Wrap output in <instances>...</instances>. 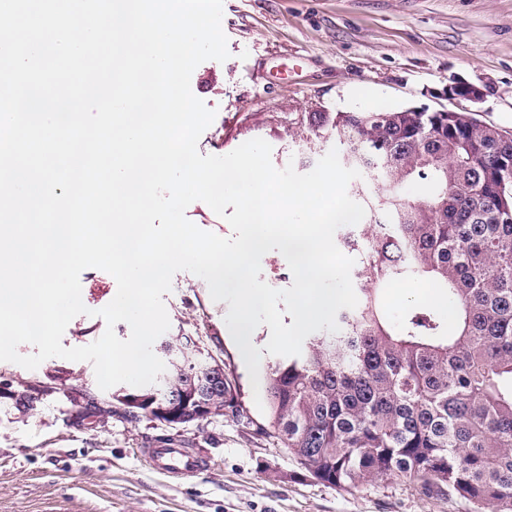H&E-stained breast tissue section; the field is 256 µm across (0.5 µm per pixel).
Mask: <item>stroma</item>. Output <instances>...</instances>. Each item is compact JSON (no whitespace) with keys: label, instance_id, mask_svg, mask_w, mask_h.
Returning a JSON list of instances; mask_svg holds the SVG:
<instances>
[{"label":"stroma","instance_id":"35a3bbf8","mask_svg":"<svg viewBox=\"0 0 512 512\" xmlns=\"http://www.w3.org/2000/svg\"><path fill=\"white\" fill-rule=\"evenodd\" d=\"M222 29L230 53L193 72L194 95L215 110L200 137L201 154L215 141L232 151L254 138L296 159L300 140H287L293 114L372 112L425 107L456 109L454 82L483 92L479 120L512 131V0H223ZM87 308L63 335L81 347L105 331L97 317L117 284L90 268L81 277ZM169 336L198 338L221 362L238 394L243 419L231 414L169 426L129 421L113 412L106 422L72 423L82 394H99L86 361L50 358L34 370L0 361V512H477L467 501L422 494L395 478L351 487L315 479L265 431L243 358L225 324L228 302L213 301L207 283L181 271L164 294ZM392 326L430 308L453 329L456 307L444 291L406 277L378 292ZM36 384L29 410L10 391ZM158 439L206 452L210 466L191 480L154 473L141 455Z\"/></svg>","mask_w":512,"mask_h":512}]
</instances>
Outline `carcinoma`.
<instances>
[{"label": "carcinoma", "instance_id": "1", "mask_svg": "<svg viewBox=\"0 0 512 512\" xmlns=\"http://www.w3.org/2000/svg\"><path fill=\"white\" fill-rule=\"evenodd\" d=\"M288 128L309 156L336 139L343 166L365 177L352 194L368 228L338 229L356 252L357 307L339 311V332L268 367L267 432L328 485L399 477L425 495L512 512V140L459 112H301ZM416 179L429 184L421 200L403 193ZM407 276L454 297L455 334L425 308L398 329L386 322L376 291ZM196 347L190 336L161 345L170 389L216 384L187 375ZM40 392L10 396L29 408ZM114 401L133 421L172 422L148 388L89 393L75 418L103 422Z\"/></svg>", "mask_w": 512, "mask_h": 512}]
</instances>
